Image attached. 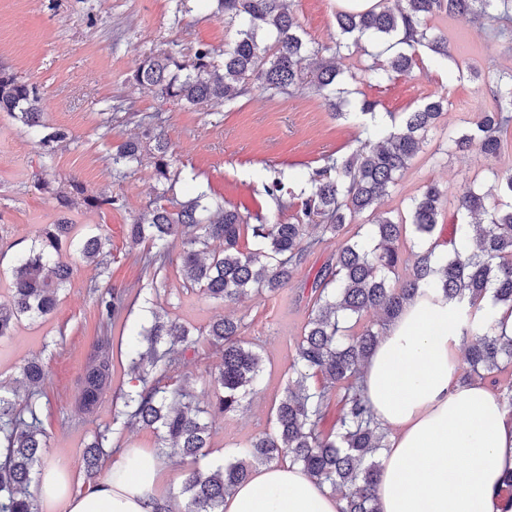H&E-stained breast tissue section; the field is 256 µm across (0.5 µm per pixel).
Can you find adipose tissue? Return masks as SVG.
<instances>
[{
    "instance_id": "adipose-tissue-1",
    "label": "adipose tissue",
    "mask_w": 512,
    "mask_h": 512,
    "mask_svg": "<svg viewBox=\"0 0 512 512\" xmlns=\"http://www.w3.org/2000/svg\"><path fill=\"white\" fill-rule=\"evenodd\" d=\"M458 317L426 296L409 301L362 367L361 389L392 433L375 496L379 512H502L512 470V415L481 382L459 380ZM64 460L35 485L40 512H155L174 475L144 448L123 450L85 490ZM343 502L298 466H267L235 486L224 512H341Z\"/></svg>"
}]
</instances>
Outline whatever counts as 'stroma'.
Segmentation results:
<instances>
[{"label": "stroma", "mask_w": 512, "mask_h": 512, "mask_svg": "<svg viewBox=\"0 0 512 512\" xmlns=\"http://www.w3.org/2000/svg\"><path fill=\"white\" fill-rule=\"evenodd\" d=\"M290 7L306 41L334 44L338 0H290ZM172 8V0H0V68L36 85L47 124L72 133L71 141L48 154L31 130L0 112V300L7 296L12 267L39 227L65 217L80 232L106 238L110 283L127 291L130 303L112 326L101 328L89 293L97 268L75 255L73 277L60 292L54 313L43 320H21L11 335L0 338V387L18 389L21 366L34 358L49 371L51 384L42 400L48 437L45 456L69 462L75 491L89 483L83 453L98 432L107 431L114 449L156 447L153 429L126 426L121 415L123 394L132 385L127 340L155 311L179 319L199 336L172 376L190 375L200 402L208 400L206 370L220 360L204 335L211 322L224 316L241 320L243 340L256 346L264 359L258 393L247 396L240 411L213 423L203 457L171 458L172 469L180 473L192 467L214 468L241 456L253 437L268 432L271 409L284 393L311 309L308 289L316 272L336 253L335 240H326L309 253L285 288L224 305L185 287L182 245L176 241L170 246L165 287L151 288L140 263L147 246L133 243L127 228L134 215L156 201L161 186L150 163L120 178L110 159L112 144L139 133L140 116L162 113L163 129L178 157L170 201L204 193L250 221L261 216L289 222L290 211H277L264 192L265 183L280 175L286 190L296 194L303 177L322 166L324 157L350 155L361 135L353 113L365 99L375 102L382 114L412 111L433 94L447 99L437 127L382 202V211L391 217L407 216L413 196L433 180L448 197L440 236L451 237L461 190L490 187L494 171L512 170V126L502 133L494 160L447 151L449 132L467 130L476 112L493 106L472 78L471 68L512 71V48L494 37L491 23L431 19V27L447 34L451 58L417 50L410 71L384 81L365 73L369 58L364 53L339 59L340 69L357 77L350 115L339 119L305 90L288 96L255 89L230 102L190 107L163 101L154 90L133 85L131 75L155 50L174 43L188 55L204 43L220 54L237 37V25L213 15L206 0H195L192 10L178 18ZM116 99L131 105V112L109 114ZM72 177L90 189L123 197L124 207L64 212L54 196L34 187L39 178L59 183ZM103 337L112 343V388L97 411L87 415L77 407L79 378L92 345Z\"/></svg>", "instance_id": "35a3bbf8"}]
</instances>
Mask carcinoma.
Instances as JSON below:
<instances>
[{
	"mask_svg": "<svg viewBox=\"0 0 512 512\" xmlns=\"http://www.w3.org/2000/svg\"><path fill=\"white\" fill-rule=\"evenodd\" d=\"M215 2L214 15L242 26L235 42L224 47L223 59L206 45L189 56L171 46L146 56L130 81L189 105L220 104L255 87L282 95L302 88L344 117L341 105L352 90L336 66L339 53L364 52V42H372L374 62L366 71L383 81L410 70L419 47L448 56V37L431 32L427 24L435 16L472 22L492 19L499 22L494 28L496 36L506 38L512 32V0H398L394 9L381 0L368 10L336 12V51L327 58L323 53L329 48L312 47L303 40L287 0ZM260 32L268 33L273 44L260 45ZM304 58L313 61L307 71L299 67ZM485 89L496 107L477 113L468 130L448 135V150L462 156L476 151L488 159L498 157L500 133L512 123V73L488 75ZM444 107L443 97H429L403 113L381 142H373L370 130L364 129L366 138L351 155L327 156L324 165L309 174L300 193L289 200L282 179H270L264 185L265 194L277 209H294L292 221L286 224L261 219L251 225L238 210L200 194L176 203L171 211L157 204L129 225L132 241L150 244L141 261L155 286H164L159 275L169 259L166 245L179 239L188 287L224 304L286 287L312 249L327 237L338 241L334 261L312 280L313 303L296 346L292 377L275 409L272 431L252 440L241 458L215 469L186 470L181 488L183 512H224V495L248 480L253 468L281 457L340 496L342 512H376L375 488L382 466L379 452L388 442L363 399L358 376L386 325L419 294L430 292L461 313L462 334L475 337V342L467 352L468 370L460 379L491 378L501 406L512 414V380L501 386L497 378L512 369V331L485 313L473 312L486 297L512 312V172L495 173L498 184L493 192L467 187L460 193L458 212L467 220L455 229L469 227L474 243L464 257L455 249V237L444 241L436 236L447 195L433 181L414 198L410 223L380 215L365 242L357 240L363 225L351 231L358 216L378 210L420 152ZM0 112L10 113L34 130L47 152L72 139L67 128L45 122L38 88L2 69ZM140 125V136L112 146V169L125 177L147 157L157 181L164 185L171 180L174 155L162 126L143 120ZM34 186L54 195L62 208L78 204L87 209L123 207L121 197L92 192L75 178L62 186L39 178ZM71 229L64 220L42 225L30 249L18 259L8 299L0 302V338L11 335L22 319L45 318L56 310L59 292L74 272L62 260V252L70 250L88 261L104 255L102 236L76 237ZM248 231L260 247L243 252L238 242ZM216 242L222 249L214 248ZM401 267L407 271L405 277L390 280ZM92 291L99 321L108 326L124 311L126 298L109 285L96 283ZM369 311L378 313L379 321L350 333L348 321L358 323ZM241 332L242 323L228 316L209 325L206 336L221 352V362L208 372L211 398L207 408L201 409L189 380L164 384L177 365L171 353L175 346L189 342L191 330L176 319L155 316L130 346L134 388L124 393L126 423L153 428L159 447L184 458L204 455L212 422L237 412L261 379L262 357L244 346ZM21 378L24 394L0 392V448L5 457L0 462V512H39L30 487L47 448L41 398L46 394L48 373L40 361L32 359L21 367ZM111 384V344L99 340L83 367L79 409L93 413ZM335 391L341 393L340 415L336 428L325 433L320 423ZM107 441V435L99 433L85 449V468L92 478L100 474Z\"/></svg>",
	"mask_w": 512,
	"mask_h": 512,
	"instance_id": "obj_1",
	"label": "carcinoma"
}]
</instances>
